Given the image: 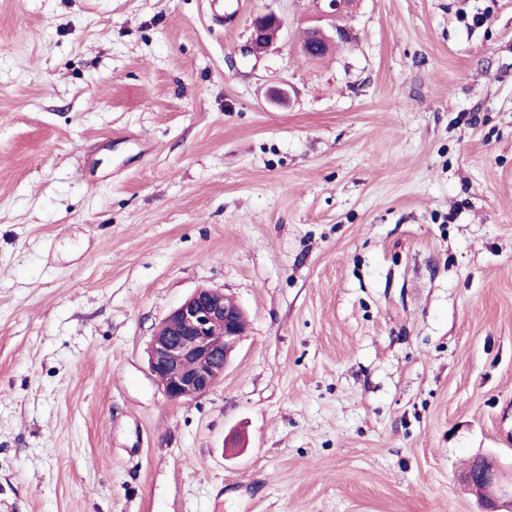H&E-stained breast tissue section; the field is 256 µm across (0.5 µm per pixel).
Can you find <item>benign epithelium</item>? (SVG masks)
<instances>
[{"label":"benign epithelium","mask_w":512,"mask_h":512,"mask_svg":"<svg viewBox=\"0 0 512 512\" xmlns=\"http://www.w3.org/2000/svg\"><path fill=\"white\" fill-rule=\"evenodd\" d=\"M310 2L316 20L322 21L346 11L351 0ZM284 26V19L271 7L257 14L246 52L260 56ZM310 31L323 46L348 37L347 30L335 26L328 32L318 24ZM242 319L241 308L229 304L223 291L198 288L158 323L148 346L149 370L169 400L201 398L224 380L230 355L244 335ZM465 479L483 492L496 489L512 497V489L502 483L495 461L486 456L474 460Z\"/></svg>","instance_id":"1"}]
</instances>
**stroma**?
Listing matches in <instances>:
<instances>
[{"label":"stroma","mask_w":512,"mask_h":512,"mask_svg":"<svg viewBox=\"0 0 512 512\" xmlns=\"http://www.w3.org/2000/svg\"><path fill=\"white\" fill-rule=\"evenodd\" d=\"M312 15L0 0V512H483L460 474L512 471V0H358L321 59ZM201 286L246 334L174 403L146 348ZM284 26V19L272 7H267L253 18L246 52L259 57Z\"/></svg>","instance_id":"obj_1"}]
</instances>
